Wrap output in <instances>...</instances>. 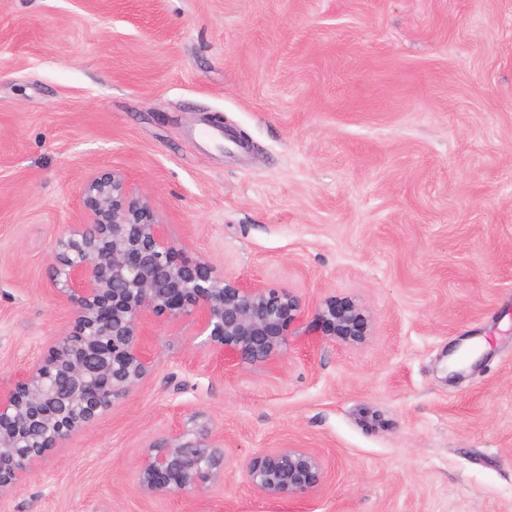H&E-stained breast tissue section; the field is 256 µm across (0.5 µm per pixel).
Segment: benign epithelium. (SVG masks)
I'll return each instance as SVG.
<instances>
[{"mask_svg":"<svg viewBox=\"0 0 512 512\" xmlns=\"http://www.w3.org/2000/svg\"><path fill=\"white\" fill-rule=\"evenodd\" d=\"M81 196L82 221L56 238L47 269L74 310L72 330L31 366L0 379V498L152 373L151 325L190 321L213 359L262 368L280 360L302 315L301 300L285 289L227 279L179 258L167 225L122 173L92 176ZM319 318L333 339L366 335L367 317L352 301H326ZM224 465V436L200 423L152 443L139 483L148 494H201L224 483ZM245 472L257 493L280 501L327 480L321 455L308 448L253 457Z\"/></svg>","mask_w":512,"mask_h":512,"instance_id":"1","label":"benign epithelium"}]
</instances>
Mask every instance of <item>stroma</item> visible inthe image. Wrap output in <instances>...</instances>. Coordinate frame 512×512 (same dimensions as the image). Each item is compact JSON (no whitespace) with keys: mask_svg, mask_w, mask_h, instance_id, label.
<instances>
[{"mask_svg":"<svg viewBox=\"0 0 512 512\" xmlns=\"http://www.w3.org/2000/svg\"><path fill=\"white\" fill-rule=\"evenodd\" d=\"M213 115L247 147L202 141ZM103 169L181 257L302 318L272 369L155 326L154 373L0 512H512V0H0L1 377L72 328L46 268ZM330 298L361 340L323 336ZM196 415L223 485L146 494L149 444ZM275 448L319 452L327 485L255 492ZM324 336L344 341H357L366 334L368 320L363 310L352 301L331 299L320 310Z\"/></svg>","mask_w":512,"mask_h":512,"instance_id":"stroma-1","label":"stroma"}]
</instances>
